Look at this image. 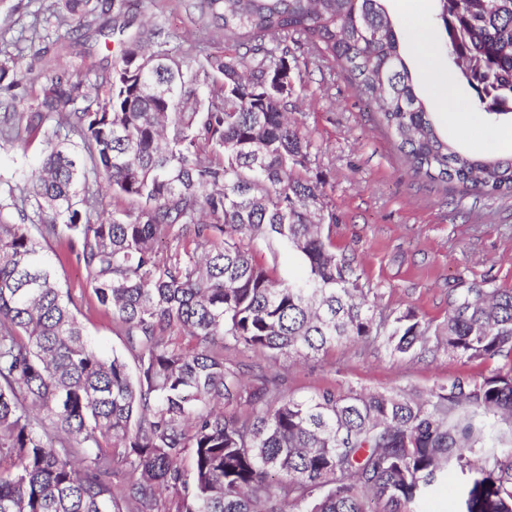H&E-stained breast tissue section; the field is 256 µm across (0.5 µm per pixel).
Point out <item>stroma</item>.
<instances>
[{
  "mask_svg": "<svg viewBox=\"0 0 512 512\" xmlns=\"http://www.w3.org/2000/svg\"><path fill=\"white\" fill-rule=\"evenodd\" d=\"M50 2L0 0V59L12 58L18 68L13 86L0 87V110L8 104L19 111L26 108L51 69L65 66L92 81L119 53L118 42L100 40L93 42L90 53H78L72 44L75 21L58 23L48 10ZM109 6L104 22L124 24L132 31L162 26L174 54L185 51L195 37L183 0H110ZM387 9L417 88L429 100L438 87L415 57L417 32L408 14L421 18L439 50L437 67L451 79L455 96L454 107L439 116L445 133L464 139L478 154L512 155L511 122L494 124L488 133L466 122L473 91L441 53L435 0H388ZM295 55L305 97L296 102L291 118L311 143L312 171L323 181L324 200L336 216V250L355 257L361 284L375 296L378 311L396 317L411 310L419 319L437 324L446 318L449 300L472 284L511 290L512 196L483 195L415 176L339 67L311 58L304 48ZM41 150L34 137L0 138V177L36 165ZM53 249L61 258V280L88 340L103 354H125L124 336L98 303L68 246L57 243ZM224 361L248 378L276 369L288 393L296 396L326 387L424 394L459 376L481 379L494 367L490 361H461L432 340L425 351L405 355L380 342H347L326 357L300 362L244 354L229 343Z\"/></svg>",
  "mask_w": 512,
  "mask_h": 512,
  "instance_id": "35a3bbf8",
  "label": "stroma"
}]
</instances>
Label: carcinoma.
<instances>
[{"label":"carcinoma","mask_w":512,"mask_h":512,"mask_svg":"<svg viewBox=\"0 0 512 512\" xmlns=\"http://www.w3.org/2000/svg\"><path fill=\"white\" fill-rule=\"evenodd\" d=\"M448 64L497 123L512 116V0H437ZM214 50L194 66L159 28L120 42L92 82L66 71L4 116L40 138L38 173L0 194V512H417L448 464L458 512H512V291L473 285L439 325L376 319L289 118L290 45L333 61L404 162L440 183L512 195V157L450 142L419 96L385 0H188ZM103 0H54L91 23ZM54 123L46 124L48 119ZM130 202L105 214L100 189ZM174 250L157 249L161 239ZM64 241L138 362L88 341L45 242ZM263 243L262 263L249 243ZM287 245L303 278L273 276ZM182 334L191 350L173 342ZM430 336L479 382L424 396L245 382L224 342L274 361ZM192 457L190 467L182 463ZM135 474L120 492L112 468Z\"/></svg>","instance_id":"carcinoma-1"}]
</instances>
